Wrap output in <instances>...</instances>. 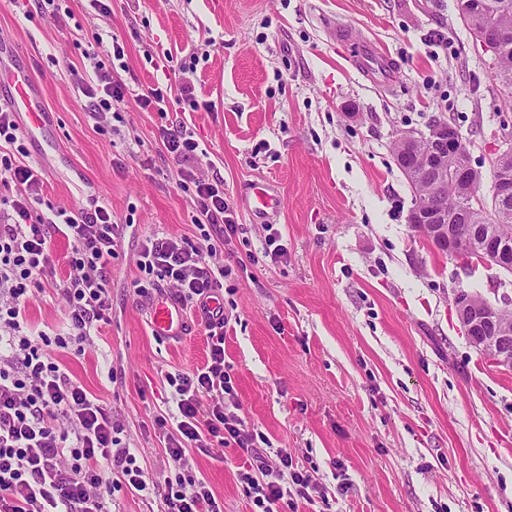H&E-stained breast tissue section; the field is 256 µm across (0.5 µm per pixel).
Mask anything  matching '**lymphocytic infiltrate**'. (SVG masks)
Segmentation results:
<instances>
[{
    "instance_id": "obj_1",
    "label": "lymphocytic infiltrate",
    "mask_w": 512,
    "mask_h": 512,
    "mask_svg": "<svg viewBox=\"0 0 512 512\" xmlns=\"http://www.w3.org/2000/svg\"><path fill=\"white\" fill-rule=\"evenodd\" d=\"M128 86L117 68L94 67L84 93L96 118L123 102ZM167 154L180 166L178 185L188 191L201 241L184 236L153 237L142 245L138 294L157 282L173 289L180 305L196 307L206 331L210 358L191 373H170L166 381L175 405L156 424L175 432L166 452L185 463L188 448L209 453L212 441L252 452L254 436L224 406L231 376L224 366V317L211 314L209 300L220 296L230 266L217 252L238 236L235 210L224 196V181L197 176L186 163L199 148L187 125L162 131ZM26 147L15 112L0 108V185L16 195L0 221V512H112L116 489L148 498L153 484L118 433L112 410L61 370L52 351L88 342L99 324L112 320L108 272L116 253L118 227L104 205L93 209L42 212L44 181L25 161ZM71 241L70 273L57 284L66 307L65 329L55 335L31 333L25 306L33 288L52 281L54 235ZM239 481L261 512H284L291 493H304L309 480L293 471L287 453L275 465L243 471ZM161 512H224L207 483L177 472L162 496Z\"/></svg>"
}]
</instances>
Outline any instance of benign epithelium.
<instances>
[{
  "mask_svg": "<svg viewBox=\"0 0 512 512\" xmlns=\"http://www.w3.org/2000/svg\"><path fill=\"white\" fill-rule=\"evenodd\" d=\"M512 39V31L492 28L484 32L480 42L492 54ZM425 143V158L422 167L414 162V147ZM454 158L453 167H448V158ZM396 164L411 177L427 187V197H418L409 215L414 231L426 241L437 245L450 258L475 261L496 266L512 273V236H506L490 224L476 225L469 234L462 235L456 224H465L468 214L476 210H505L512 204V172L500 170L492 183L491 206L473 192L463 200L461 210L448 213L440 200L448 193V184L464 185L471 182L473 167L470 153L457 126L441 121L426 133L405 134ZM458 319L469 342L487 354L495 363L512 367V328L503 326L501 315L504 308L460 290L455 294Z\"/></svg>",
  "mask_w": 512,
  "mask_h": 512,
  "instance_id": "1",
  "label": "benign epithelium"
}]
</instances>
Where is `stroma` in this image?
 Here are the masks:
<instances>
[{
  "instance_id": "obj_1",
  "label": "stroma",
  "mask_w": 512,
  "mask_h": 512,
  "mask_svg": "<svg viewBox=\"0 0 512 512\" xmlns=\"http://www.w3.org/2000/svg\"><path fill=\"white\" fill-rule=\"evenodd\" d=\"M59 4L67 16L56 22L34 0H0V97L13 74L31 73L50 127L25 146L46 203H104L120 226L111 323L82 352L53 358L111 408L154 484L176 469L156 425L170 409L165 376L209 355L195 309L180 334L156 335L150 308L168 288L141 297L132 287L147 239L200 238L162 146L165 122L183 121L199 142L194 171L223 179L243 227L228 252L259 258L225 278L223 303L224 363L260 455L186 453L224 512H255L239 474L280 450L313 484L288 512H512V368L469 343L454 307L460 290L502 305L512 274L448 258L415 233L412 189L393 157L405 133L451 122L482 174L479 196H490L512 106L457 0H112L106 16L90 0ZM341 27L387 54L389 70L357 71ZM115 41L132 93L105 131L78 81L89 55L106 60ZM169 64L190 67L211 109L176 93L164 117L138 105L135 91ZM262 184L278 211H255ZM272 230L286 262L263 256ZM65 311L48 288L25 317L48 330Z\"/></svg>"
}]
</instances>
